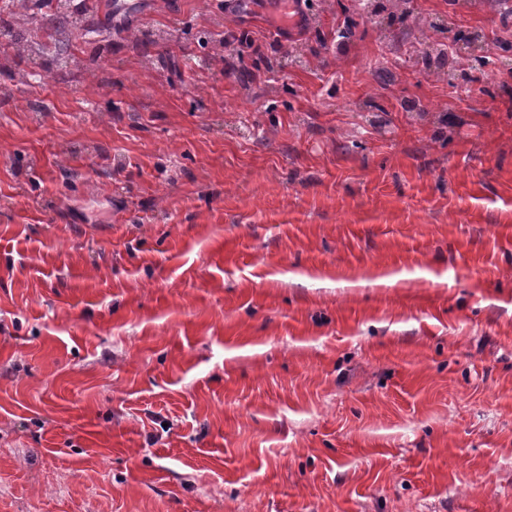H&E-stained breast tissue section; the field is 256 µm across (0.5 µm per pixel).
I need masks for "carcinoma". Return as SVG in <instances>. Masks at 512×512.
I'll return each mask as SVG.
<instances>
[{
    "label": "carcinoma",
    "instance_id": "cac0c4a2",
    "mask_svg": "<svg viewBox=\"0 0 512 512\" xmlns=\"http://www.w3.org/2000/svg\"><path fill=\"white\" fill-rule=\"evenodd\" d=\"M403 17L411 20L420 32L423 61L448 77V85L460 80L479 82L472 74L476 67L501 65L505 68L512 61L508 52L512 44L500 42L490 46L478 32L464 33L457 29L454 15L438 18L423 26V19L411 10H403ZM83 7L72 0H58L57 6L48 7L46 0H0V37L10 42L19 53L50 54L56 67L67 68L72 62L71 35L77 34L90 56L97 55L99 36L104 23L111 21L112 13L105 11L103 19L95 25H86ZM464 55L472 63L471 71L457 69L455 58Z\"/></svg>",
    "mask_w": 512,
    "mask_h": 512
}]
</instances>
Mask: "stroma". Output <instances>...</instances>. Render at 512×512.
Wrapping results in <instances>:
<instances>
[{"label": "stroma", "instance_id": "35a3bbf8", "mask_svg": "<svg viewBox=\"0 0 512 512\" xmlns=\"http://www.w3.org/2000/svg\"><path fill=\"white\" fill-rule=\"evenodd\" d=\"M122 3L94 79L0 46V512H512V78Z\"/></svg>", "mask_w": 512, "mask_h": 512}]
</instances>
